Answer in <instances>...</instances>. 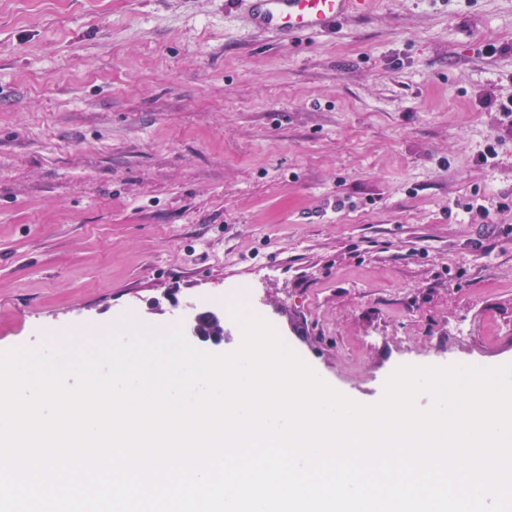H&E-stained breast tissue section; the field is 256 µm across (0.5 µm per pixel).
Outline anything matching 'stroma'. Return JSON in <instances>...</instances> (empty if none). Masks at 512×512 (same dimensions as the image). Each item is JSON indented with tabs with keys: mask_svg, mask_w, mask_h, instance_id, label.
<instances>
[{
	"mask_svg": "<svg viewBox=\"0 0 512 512\" xmlns=\"http://www.w3.org/2000/svg\"><path fill=\"white\" fill-rule=\"evenodd\" d=\"M488 93L512 97V0H377L295 43L224 0H0V351L248 283L362 404L401 365L512 362Z\"/></svg>",
	"mask_w": 512,
	"mask_h": 512,
	"instance_id": "1",
	"label": "stroma"
}]
</instances>
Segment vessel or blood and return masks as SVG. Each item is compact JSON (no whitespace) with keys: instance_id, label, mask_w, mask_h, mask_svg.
I'll list each match as a JSON object with an SVG mask.
<instances>
[{"instance_id":"vessel-or-blood-1","label":"vessel or blood","mask_w":512,"mask_h":512,"mask_svg":"<svg viewBox=\"0 0 512 512\" xmlns=\"http://www.w3.org/2000/svg\"><path fill=\"white\" fill-rule=\"evenodd\" d=\"M251 31L281 41L325 34L370 14L374 0H227Z\"/></svg>"}]
</instances>
